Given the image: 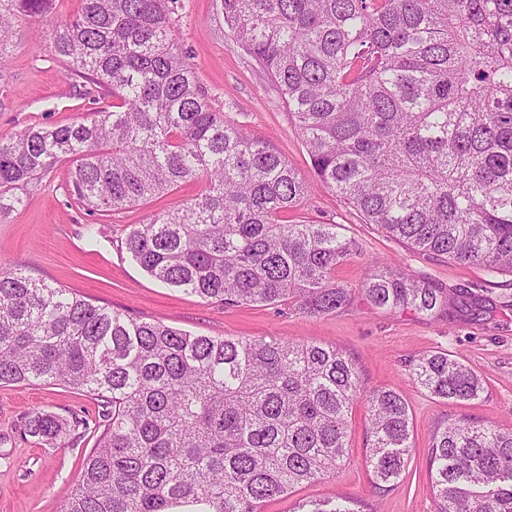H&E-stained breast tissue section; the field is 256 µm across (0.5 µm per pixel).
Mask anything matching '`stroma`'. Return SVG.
<instances>
[{"label": "stroma", "mask_w": 512, "mask_h": 512, "mask_svg": "<svg viewBox=\"0 0 512 512\" xmlns=\"http://www.w3.org/2000/svg\"><path fill=\"white\" fill-rule=\"evenodd\" d=\"M80 0H54L43 21L22 28L10 51L8 83H0V136L32 125L73 123L94 107L111 104L104 90L82 96L83 81L68 76L54 56L49 31L75 15ZM178 43L199 82L220 111L267 140L308 187V202L293 216L340 225L362 254L336 271L355 287L372 259L397 262L409 277L448 297L437 316L370 309L363 301L329 315L306 316L288 305L227 307L207 302L150 277L126 252L130 225L156 210L175 209L195 198L203 184H182L144 206L89 213L70 196L67 164L58 165L23 202L0 219V256L33 277L76 290L137 319L160 321L196 335L264 340L300 339L336 346L358 364L368 385L399 393L414 426L415 449L402 480L375 490L365 462L366 420L356 404L350 420V459L339 472L297 487L263 504L261 512H297L299 505L343 495L362 512H436L429 470L428 434L449 418L489 420L512 430V276L492 275L478 265L436 260L364 223L310 170L307 151L271 82L227 36L222 0H178ZM479 298L482 310L462 311L463 298ZM458 356L484 379L480 398L455 404L432 397L412 378L419 356ZM62 418L97 419L96 400L59 386L0 385V512H59L75 484L84 453L95 442L86 432L77 443L52 448L23 434L32 410Z\"/></svg>", "instance_id": "obj_1"}]
</instances>
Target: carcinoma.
Instances as JSON below:
<instances>
[{"label":"carcinoma","mask_w":512,"mask_h":512,"mask_svg":"<svg viewBox=\"0 0 512 512\" xmlns=\"http://www.w3.org/2000/svg\"><path fill=\"white\" fill-rule=\"evenodd\" d=\"M51 0H0V82L23 21ZM50 30L68 74L112 96L80 121L0 138V218L58 164L90 211L145 205L202 178L184 207L124 240L152 278L226 306L292 304L328 315L355 295L432 317L448 297L386 262L353 289L360 254L335 224H284L306 204L297 171L216 109L177 41L176 0H81ZM235 45L278 90L314 176L368 224L433 258L512 274V0H222ZM411 375L450 403L482 379L446 353ZM0 384L58 385L101 403L94 425L30 412L24 433L97 438L60 512H260L336 472L348 418L366 407L374 488L411 458L408 405L366 384L341 349L192 335L96 305L0 258ZM437 512H512V431L466 418L429 433ZM336 496L301 512H358Z\"/></svg>","instance_id":"1"}]
</instances>
